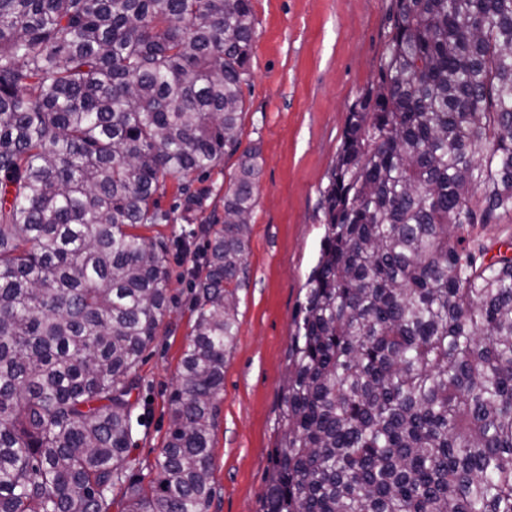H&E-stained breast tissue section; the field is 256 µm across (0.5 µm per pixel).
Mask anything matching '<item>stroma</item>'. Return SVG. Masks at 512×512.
I'll return each instance as SVG.
<instances>
[{"mask_svg":"<svg viewBox=\"0 0 512 512\" xmlns=\"http://www.w3.org/2000/svg\"><path fill=\"white\" fill-rule=\"evenodd\" d=\"M255 42L244 86L243 146L259 154V179L237 297V340L224 366L213 432L215 495L209 512H258L275 446L280 390L293 322L304 299L323 235L321 192L336 156L349 107L376 80L392 0H251ZM237 158L195 177L189 202L168 180L159 205L168 223L150 228L168 239L172 304L138 368L133 393L144 424L131 470L152 478L169 427V393L194 323L192 272L204 262L201 231L224 210Z\"/></svg>","mask_w":512,"mask_h":512,"instance_id":"35a3bbf8","label":"stroma"}]
</instances>
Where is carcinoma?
Wrapping results in <instances>:
<instances>
[{"label":"carcinoma","mask_w":512,"mask_h":512,"mask_svg":"<svg viewBox=\"0 0 512 512\" xmlns=\"http://www.w3.org/2000/svg\"><path fill=\"white\" fill-rule=\"evenodd\" d=\"M254 28L251 0H0V512H208ZM235 154L145 486L169 245L137 230ZM322 200L260 512H512V0H393Z\"/></svg>","instance_id":"1"}]
</instances>
